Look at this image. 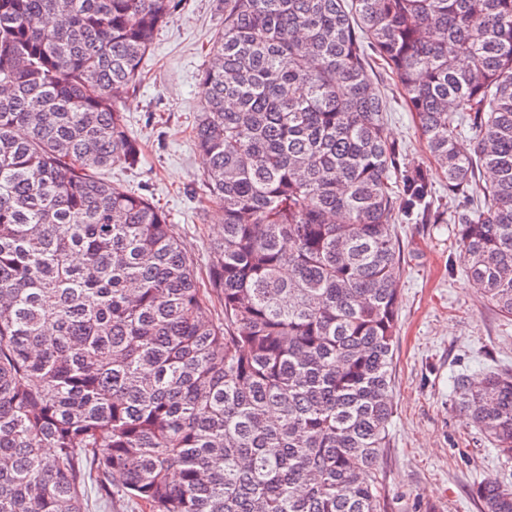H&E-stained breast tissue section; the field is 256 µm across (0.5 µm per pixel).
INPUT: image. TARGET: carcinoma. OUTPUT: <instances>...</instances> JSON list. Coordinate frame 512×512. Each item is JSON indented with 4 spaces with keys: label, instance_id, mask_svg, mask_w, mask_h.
Listing matches in <instances>:
<instances>
[{
    "label": "carcinoma",
    "instance_id": "cac0c4a2",
    "mask_svg": "<svg viewBox=\"0 0 512 512\" xmlns=\"http://www.w3.org/2000/svg\"><path fill=\"white\" fill-rule=\"evenodd\" d=\"M177 2L0 0V512H87L115 476L148 512H380L395 225L440 210L369 61L512 320V0H224L193 127L207 288L163 210L98 177L143 161L123 103ZM453 390L511 460L512 371ZM471 495L512 512V483ZM390 107L387 112V128L391 140L402 149L404 162L412 168H423L428 171L437 195H445L444 178L429 157L424 142L416 130L411 112H407L403 98L398 94L395 81L381 74Z\"/></svg>",
    "mask_w": 512,
    "mask_h": 512
}]
</instances>
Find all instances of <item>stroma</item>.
Masks as SVG:
<instances>
[{"mask_svg": "<svg viewBox=\"0 0 512 512\" xmlns=\"http://www.w3.org/2000/svg\"><path fill=\"white\" fill-rule=\"evenodd\" d=\"M224 27V0H182L158 31L141 81L127 102L129 129L144 150L135 170L116 165L103 179L150 198L177 225L200 282L219 234L218 211L202 214L193 189L205 162L193 141L198 83L212 42ZM387 128L405 163L426 169L436 191L444 179L429 157L392 78ZM455 226L398 227L403 271L394 349L389 440L380 469L382 512H480L473 483H512V461L497 456L460 413L451 379L512 370V321L499 317L471 287L462 265H450Z\"/></svg>", "mask_w": 512, "mask_h": 512, "instance_id": "stroma-1", "label": "stroma"}]
</instances>
